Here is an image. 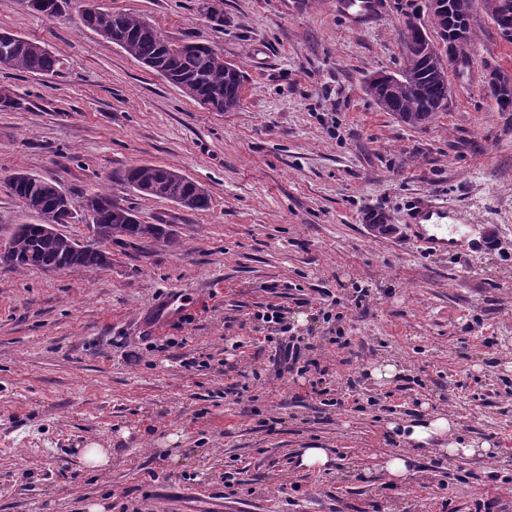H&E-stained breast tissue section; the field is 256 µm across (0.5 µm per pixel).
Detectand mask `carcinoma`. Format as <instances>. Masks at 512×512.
Wrapping results in <instances>:
<instances>
[{
	"mask_svg": "<svg viewBox=\"0 0 512 512\" xmlns=\"http://www.w3.org/2000/svg\"><path fill=\"white\" fill-rule=\"evenodd\" d=\"M447 10L430 18V26L439 37L453 41L465 49L473 44V14L481 5L501 36L512 42V0H444ZM70 0H34L33 9L49 18L66 14ZM83 25L96 31L104 29V38L118 45L129 56L155 71L192 99L207 98L221 112L236 110L241 102L244 75L235 65L224 61L223 54L204 43H173L149 21L113 12L105 7L82 17ZM423 36L417 29L400 39L404 66L398 78L377 83L367 80L368 94L387 112L411 128H424L436 114L448 106L447 68L438 54H424ZM7 52L8 67L36 75H56L61 61L43 46L8 31H0V53ZM498 110L512 112V85L487 89ZM177 170L144 164L127 169L122 180L136 192L174 201L189 199L187 209L204 210L210 197L197 192L194 181H176ZM11 193L37 217L35 224H19L0 249V266L13 270L45 269L49 266L73 270L105 269V255L90 244H79L68 235L49 236L45 224H69L72 212L65 210L69 196L54 181L17 172L9 180ZM94 213L93 228L112 236L129 237L149 245L173 246L176 239L163 224H143L131 209L112 202L104 193L86 198Z\"/></svg>",
	"mask_w": 512,
	"mask_h": 512,
	"instance_id": "carcinoma-1",
	"label": "carcinoma"
}]
</instances>
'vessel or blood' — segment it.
I'll list each match as a JSON object with an SVG mask.
<instances>
[{"mask_svg":"<svg viewBox=\"0 0 512 512\" xmlns=\"http://www.w3.org/2000/svg\"><path fill=\"white\" fill-rule=\"evenodd\" d=\"M407 221L426 251L440 253L456 246L457 225L462 218L460 213H449L440 198L431 195L414 202Z\"/></svg>","mask_w":512,"mask_h":512,"instance_id":"vessel-or-blood-1","label":"vessel or blood"}]
</instances>
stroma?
<instances>
[{
	"mask_svg": "<svg viewBox=\"0 0 512 512\" xmlns=\"http://www.w3.org/2000/svg\"><path fill=\"white\" fill-rule=\"evenodd\" d=\"M103 2L170 41H208L240 67L242 101L200 105L83 27L82 0L57 19L0 0V30L61 60L51 77L0 67L21 102L0 107V243L36 221L9 189L17 172L67 193L61 230L81 243L97 191L176 239L114 240L105 270L0 266V512H512V112L484 90L490 68L512 75V43L478 14L447 109L414 129L365 85L402 64L397 0L374 16L216 0L220 26L203 0ZM146 163L199 183L209 209L122 182ZM428 194L461 211V246L428 254L414 238L405 211ZM378 219L398 233L372 234ZM175 294L185 308L158 321ZM266 304L325 369L324 394L317 370L274 373ZM383 362L402 368L387 384L369 375ZM423 407L492 455L452 459L389 429ZM91 442L106 467L85 466ZM304 448L328 449L331 470L300 468ZM399 449L415 460L403 484L382 468Z\"/></svg>",
	"mask_w": 512,
	"mask_h": 512,
	"instance_id": "35a3bbf8",
	"label": "stroma"
}]
</instances>
